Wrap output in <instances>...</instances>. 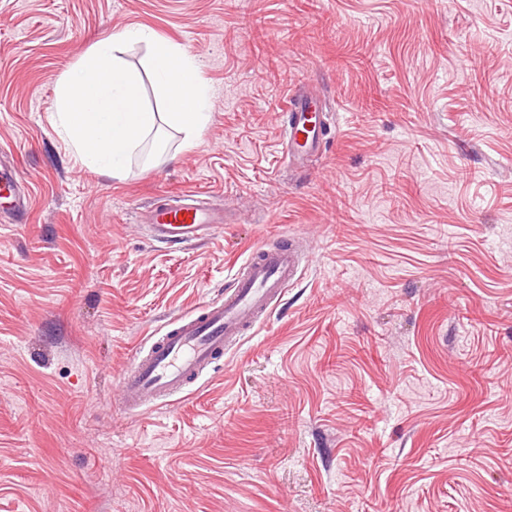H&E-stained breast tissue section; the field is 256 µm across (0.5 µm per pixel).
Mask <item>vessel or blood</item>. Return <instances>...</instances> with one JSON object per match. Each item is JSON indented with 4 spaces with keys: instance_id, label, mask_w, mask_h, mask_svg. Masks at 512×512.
Masks as SVG:
<instances>
[{
    "instance_id": "1",
    "label": "vessel or blood",
    "mask_w": 512,
    "mask_h": 512,
    "mask_svg": "<svg viewBox=\"0 0 512 512\" xmlns=\"http://www.w3.org/2000/svg\"><path fill=\"white\" fill-rule=\"evenodd\" d=\"M284 110L288 160L301 168L320 151L327 115L315 96L301 90L289 95ZM0 199L8 200L12 215L23 212V191L13 170L1 164ZM146 221L158 242L187 245L215 231L224 216L197 201L183 200L150 210ZM299 265L291 244L254 248L223 298L175 319L149 348L135 351L119 384L118 404L124 414L135 416L193 394L203 371L261 325L295 282Z\"/></svg>"
}]
</instances>
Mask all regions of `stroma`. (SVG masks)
<instances>
[{
	"instance_id": "1",
	"label": "stroma",
	"mask_w": 512,
	"mask_h": 512,
	"mask_svg": "<svg viewBox=\"0 0 512 512\" xmlns=\"http://www.w3.org/2000/svg\"><path fill=\"white\" fill-rule=\"evenodd\" d=\"M194 56L212 121L98 173L53 124L97 42ZM336 114L288 164L300 85ZM0 512H512V0H0ZM197 193L228 222L154 241ZM307 259L174 405L115 410L132 353L250 249ZM0 199L8 200L6 203L13 204L7 210L14 216L20 215L25 207L23 191L17 182L14 172L10 167L0 164Z\"/></svg>"
}]
</instances>
